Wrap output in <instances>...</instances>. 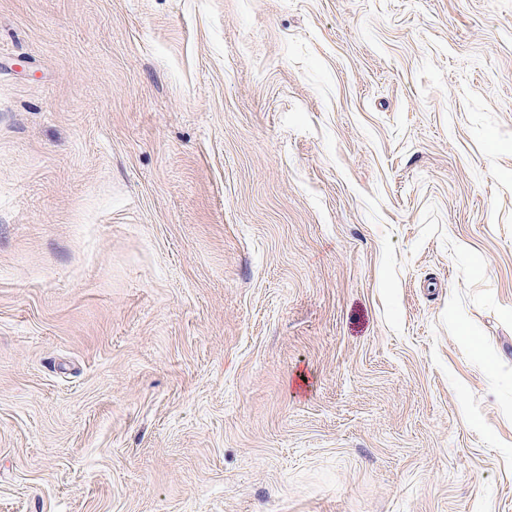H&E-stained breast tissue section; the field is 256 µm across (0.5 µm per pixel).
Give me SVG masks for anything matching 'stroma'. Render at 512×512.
<instances>
[{"instance_id": "1", "label": "stroma", "mask_w": 512, "mask_h": 512, "mask_svg": "<svg viewBox=\"0 0 512 512\" xmlns=\"http://www.w3.org/2000/svg\"><path fill=\"white\" fill-rule=\"evenodd\" d=\"M0 512H512V0H0Z\"/></svg>"}]
</instances>
